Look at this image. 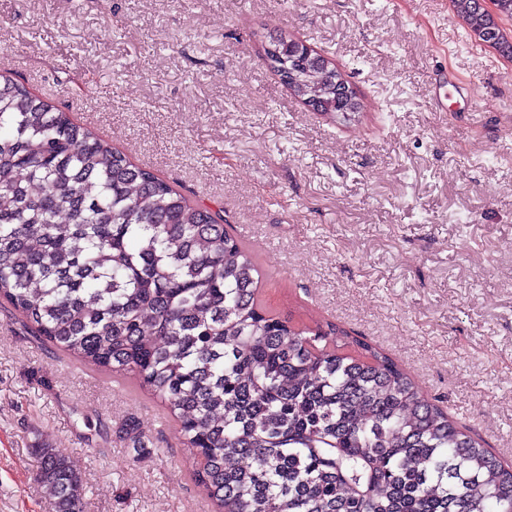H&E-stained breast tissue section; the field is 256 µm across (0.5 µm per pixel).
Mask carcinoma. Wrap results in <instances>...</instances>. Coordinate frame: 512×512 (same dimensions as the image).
I'll list each match as a JSON object with an SVG mask.
<instances>
[{"label": "carcinoma", "mask_w": 512, "mask_h": 512, "mask_svg": "<svg viewBox=\"0 0 512 512\" xmlns=\"http://www.w3.org/2000/svg\"><path fill=\"white\" fill-rule=\"evenodd\" d=\"M512 58V0H451ZM265 62L316 112L336 72L279 37ZM0 299L67 355L133 374L180 423L215 512H512V466L459 429L404 368L336 326L262 306L257 264L195 203L24 85L0 87ZM56 512L82 473L38 448Z\"/></svg>", "instance_id": "cac0c4a2"}]
</instances>
